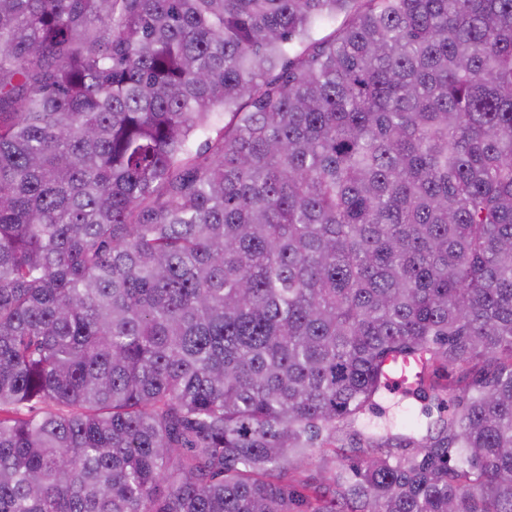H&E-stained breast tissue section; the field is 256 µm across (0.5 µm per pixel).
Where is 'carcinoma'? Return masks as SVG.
<instances>
[{"instance_id": "cac0c4a2", "label": "carcinoma", "mask_w": 512, "mask_h": 512, "mask_svg": "<svg viewBox=\"0 0 512 512\" xmlns=\"http://www.w3.org/2000/svg\"><path fill=\"white\" fill-rule=\"evenodd\" d=\"M0 512H512V0H0ZM382 405L389 411V421L373 419L380 426L377 429L379 436L385 439L391 434L399 432L400 426L404 421L417 417L424 403L414 398L405 397L404 389L391 388L386 393Z\"/></svg>"}]
</instances>
